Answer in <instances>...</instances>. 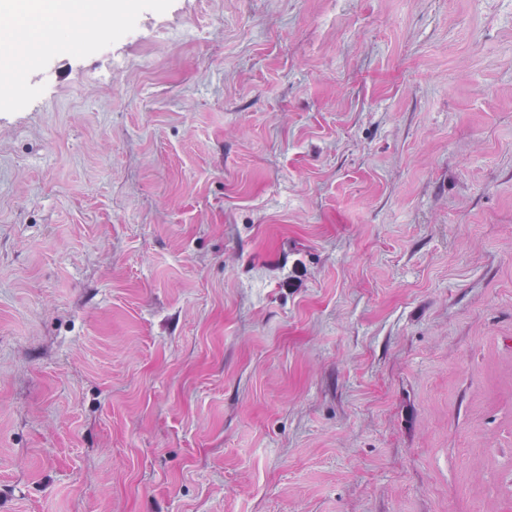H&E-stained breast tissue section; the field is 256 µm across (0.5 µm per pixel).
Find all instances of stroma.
<instances>
[{
	"instance_id": "stroma-1",
	"label": "stroma",
	"mask_w": 512,
	"mask_h": 512,
	"mask_svg": "<svg viewBox=\"0 0 512 512\" xmlns=\"http://www.w3.org/2000/svg\"><path fill=\"white\" fill-rule=\"evenodd\" d=\"M114 24L0 92V512H512V0Z\"/></svg>"
}]
</instances>
